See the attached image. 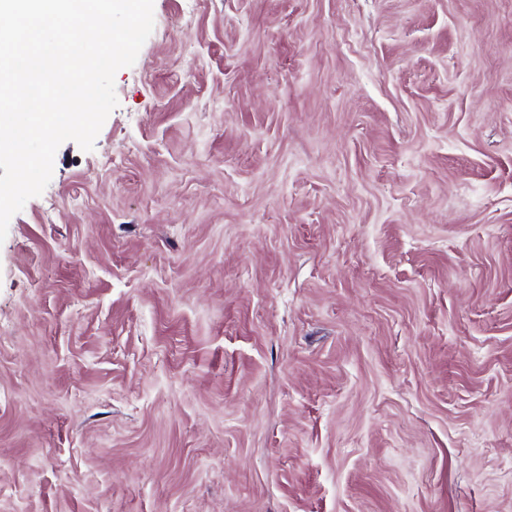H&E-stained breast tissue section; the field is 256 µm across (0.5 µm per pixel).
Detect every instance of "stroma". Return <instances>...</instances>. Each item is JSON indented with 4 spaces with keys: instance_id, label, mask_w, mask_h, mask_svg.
<instances>
[{
    "instance_id": "35a3bbf8",
    "label": "stroma",
    "mask_w": 512,
    "mask_h": 512,
    "mask_svg": "<svg viewBox=\"0 0 512 512\" xmlns=\"http://www.w3.org/2000/svg\"><path fill=\"white\" fill-rule=\"evenodd\" d=\"M0 243V512H512V0H154Z\"/></svg>"
}]
</instances>
